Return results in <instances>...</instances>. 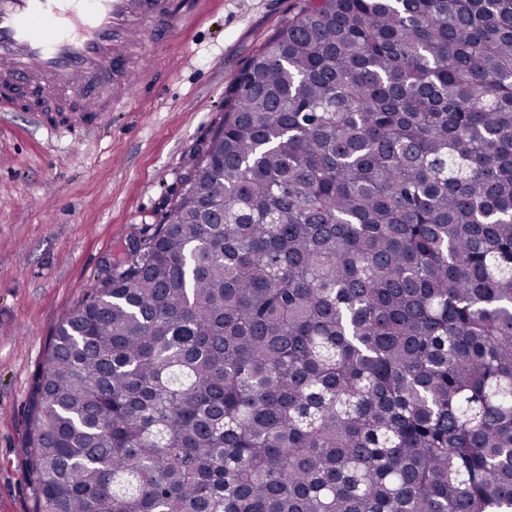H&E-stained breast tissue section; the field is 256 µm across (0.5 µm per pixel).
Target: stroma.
I'll return each mask as SVG.
<instances>
[{
    "instance_id": "obj_1",
    "label": "stroma",
    "mask_w": 512,
    "mask_h": 512,
    "mask_svg": "<svg viewBox=\"0 0 512 512\" xmlns=\"http://www.w3.org/2000/svg\"><path fill=\"white\" fill-rule=\"evenodd\" d=\"M305 0H201L150 56L127 51L131 103L91 129L0 112V512H38L26 475L29 404L58 325L161 223L189 158L224 116V92ZM158 86L134 80L145 60Z\"/></svg>"
}]
</instances>
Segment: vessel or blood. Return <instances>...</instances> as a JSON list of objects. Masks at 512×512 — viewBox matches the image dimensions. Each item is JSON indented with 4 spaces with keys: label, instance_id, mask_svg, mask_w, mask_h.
Returning a JSON list of instances; mask_svg holds the SVG:
<instances>
[{
    "label": "vessel or blood",
    "instance_id": "vessel-or-blood-1",
    "mask_svg": "<svg viewBox=\"0 0 512 512\" xmlns=\"http://www.w3.org/2000/svg\"><path fill=\"white\" fill-rule=\"evenodd\" d=\"M193 12V0H0V83L38 81L70 123L103 119L127 93L112 78L125 46L150 51Z\"/></svg>",
    "mask_w": 512,
    "mask_h": 512
}]
</instances>
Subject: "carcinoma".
Returning a JSON list of instances; mask_svg holds the SVG:
<instances>
[{"label": "carcinoma", "mask_w": 512, "mask_h": 512, "mask_svg": "<svg viewBox=\"0 0 512 512\" xmlns=\"http://www.w3.org/2000/svg\"><path fill=\"white\" fill-rule=\"evenodd\" d=\"M57 327L39 512H512V0H308Z\"/></svg>", "instance_id": "obj_1"}]
</instances>
